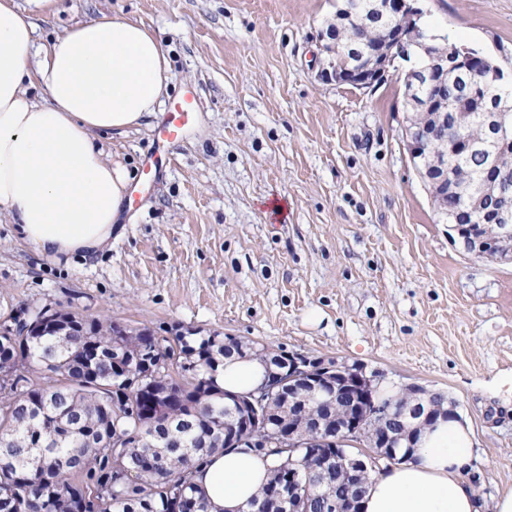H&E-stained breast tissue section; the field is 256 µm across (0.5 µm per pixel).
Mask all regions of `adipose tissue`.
<instances>
[{
  "label": "adipose tissue",
  "instance_id": "1",
  "mask_svg": "<svg viewBox=\"0 0 512 512\" xmlns=\"http://www.w3.org/2000/svg\"><path fill=\"white\" fill-rule=\"evenodd\" d=\"M15 0H0V210L23 238L56 257L107 247L125 210L130 176L105 161L94 132L126 133L160 106L169 60L143 25L103 16L45 44ZM45 93L32 98L31 88ZM268 368L253 356L225 358L215 381L225 392L255 389ZM475 460L461 416L424 427L408 458L370 472L362 512H512V491L480 499L465 475ZM274 456L229 448L197 468L210 512H244Z\"/></svg>",
  "mask_w": 512,
  "mask_h": 512
}]
</instances>
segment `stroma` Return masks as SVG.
Masks as SVG:
<instances>
[{"mask_svg": "<svg viewBox=\"0 0 512 512\" xmlns=\"http://www.w3.org/2000/svg\"><path fill=\"white\" fill-rule=\"evenodd\" d=\"M16 2L39 43L104 14L143 23L169 95L192 89L200 112L158 179L142 169L163 112L97 134L137 186L98 254L48 257L0 211V314L47 303L362 364L447 395L474 437L476 490H512V262L466 254L436 214L406 145L409 61L368 89L321 79L336 0ZM419 4L435 34L512 52V0Z\"/></svg>", "mask_w": 512, "mask_h": 512, "instance_id": "35a3bbf8", "label": "stroma"}]
</instances>
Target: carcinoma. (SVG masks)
Segmentation results:
<instances>
[{
	"instance_id": "1",
	"label": "carcinoma",
	"mask_w": 512,
	"mask_h": 512,
	"mask_svg": "<svg viewBox=\"0 0 512 512\" xmlns=\"http://www.w3.org/2000/svg\"><path fill=\"white\" fill-rule=\"evenodd\" d=\"M373 0H343L337 31L339 62L355 70L377 50L397 21L375 18L364 31L356 20ZM499 81L490 69L460 67L448 74V125L458 124L469 141L448 155V176L471 185L493 158L484 150L487 129L480 113L490 107ZM448 218L462 209V196L450 191L433 202ZM484 207L512 214V166L499 168L497 185ZM35 314L66 324L70 335H0V512H208L209 504L193 481L197 467L232 447L233 417L224 410V390L214 381L216 366L239 354L237 339L190 331L164 346L148 328L112 335V322L77 312L35 307ZM375 399L391 406L393 418H366L356 442L371 447L383 430L407 447L405 414L415 402L437 413L447 411L441 393L425 397L411 388ZM272 415L311 422L340 418L346 407L321 393L306 410L283 396L270 405ZM278 452L279 464L248 504L255 512H288V486L279 474L297 469L315 499L302 512H325V499L363 493L370 468L358 479L342 471L322 482L321 460L310 449L261 448Z\"/></svg>"
}]
</instances>
